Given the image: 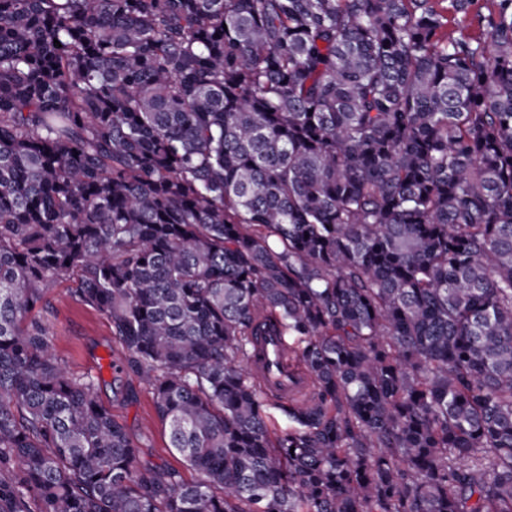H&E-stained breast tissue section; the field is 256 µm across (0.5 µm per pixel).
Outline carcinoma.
I'll return each mask as SVG.
<instances>
[{"label": "carcinoma", "mask_w": 512, "mask_h": 512, "mask_svg": "<svg viewBox=\"0 0 512 512\" xmlns=\"http://www.w3.org/2000/svg\"><path fill=\"white\" fill-rule=\"evenodd\" d=\"M63 280L194 481L55 354ZM0 512H512V0H0ZM258 355L251 360L254 376L272 397L296 400L310 390V380L304 368L288 355L282 336L272 333L259 336Z\"/></svg>", "instance_id": "1"}]
</instances>
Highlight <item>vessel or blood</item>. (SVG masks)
I'll list each match as a JSON object with an SVG mask.
<instances>
[{"label":"vessel or blood","mask_w":512,"mask_h":512,"mask_svg":"<svg viewBox=\"0 0 512 512\" xmlns=\"http://www.w3.org/2000/svg\"><path fill=\"white\" fill-rule=\"evenodd\" d=\"M254 376L273 397L296 400L310 390V380L304 368L289 356L278 334L261 337L259 351L251 361Z\"/></svg>","instance_id":"vessel-or-blood-1"}]
</instances>
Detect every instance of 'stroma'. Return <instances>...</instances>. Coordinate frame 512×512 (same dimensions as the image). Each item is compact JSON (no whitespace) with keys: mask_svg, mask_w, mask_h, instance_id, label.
Instances as JSON below:
<instances>
[{"mask_svg":"<svg viewBox=\"0 0 512 512\" xmlns=\"http://www.w3.org/2000/svg\"><path fill=\"white\" fill-rule=\"evenodd\" d=\"M72 284L62 281L50 288L36 311L54 338L56 353L77 375L101 378L98 399L141 443V461L179 469L183 479L194 480L168 446V436L152 402L149 388L135 376L117 371L124 353L112 334L109 320L82 305L71 293Z\"/></svg>","mask_w":512,"mask_h":512,"instance_id":"35a3bbf8","label":"stroma"}]
</instances>
